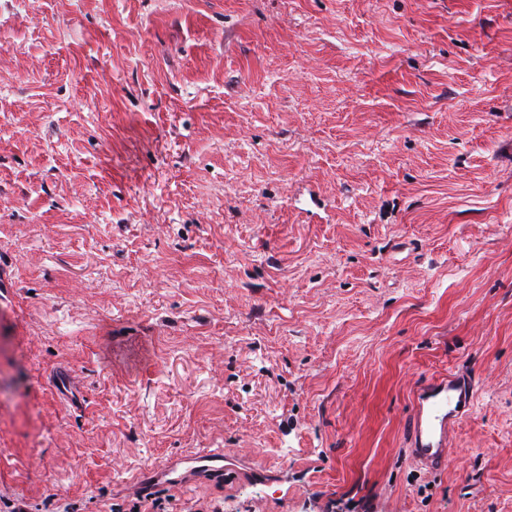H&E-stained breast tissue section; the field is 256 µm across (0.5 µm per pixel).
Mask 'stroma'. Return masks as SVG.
Returning <instances> with one entry per match:
<instances>
[{"label":"stroma","mask_w":512,"mask_h":512,"mask_svg":"<svg viewBox=\"0 0 512 512\" xmlns=\"http://www.w3.org/2000/svg\"><path fill=\"white\" fill-rule=\"evenodd\" d=\"M220 449L159 512H512V0H0V512ZM475 394V376L462 371L420 386L405 432L406 451L414 462L430 470L448 465L449 436L472 412Z\"/></svg>","instance_id":"35a3bbf8"}]
</instances>
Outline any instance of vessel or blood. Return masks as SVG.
<instances>
[{
    "mask_svg": "<svg viewBox=\"0 0 512 512\" xmlns=\"http://www.w3.org/2000/svg\"><path fill=\"white\" fill-rule=\"evenodd\" d=\"M475 394V377L462 371L420 386L405 432L407 452L414 462L431 470L446 467L449 436L470 415ZM202 478L230 484L238 478L237 468L226 463L224 452L195 454L156 466L152 473L140 475L128 483L126 490L145 496L161 484L179 489Z\"/></svg>",
    "mask_w": 512,
    "mask_h": 512,
    "instance_id": "1",
    "label": "vessel or blood"
}]
</instances>
